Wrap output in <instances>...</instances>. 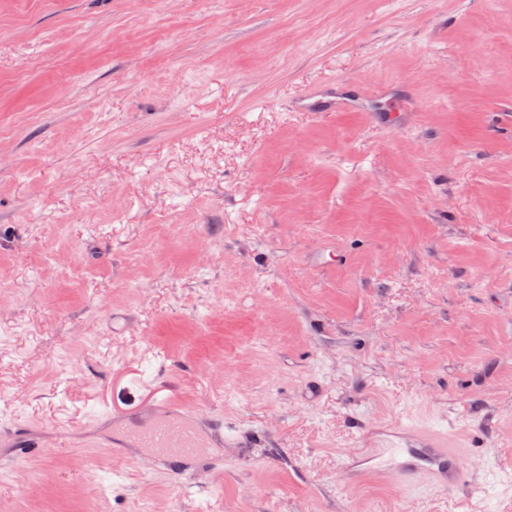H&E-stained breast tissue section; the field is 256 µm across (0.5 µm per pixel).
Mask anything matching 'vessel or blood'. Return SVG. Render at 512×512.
<instances>
[{"mask_svg": "<svg viewBox=\"0 0 512 512\" xmlns=\"http://www.w3.org/2000/svg\"><path fill=\"white\" fill-rule=\"evenodd\" d=\"M328 101L332 111L350 109L349 101L339 98L328 86L308 89L296 106L308 110L320 101ZM191 408H180L178 415L142 419L134 434L138 447L147 449L148 461L167 463L173 475H181L182 464L197 457L206 442L191 422ZM346 468L364 472L382 471L389 481L412 484L427 482L451 490L465 480L473 466L457 449L440 443L413 439L397 432L381 440L379 447L355 449L345 462Z\"/></svg>", "mask_w": 512, "mask_h": 512, "instance_id": "1", "label": "vessel or blood"}]
</instances>
